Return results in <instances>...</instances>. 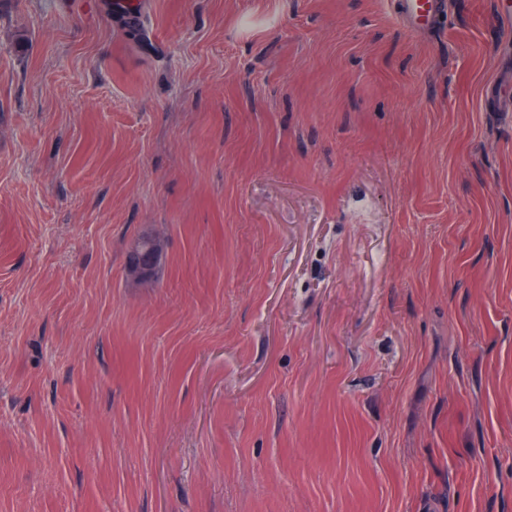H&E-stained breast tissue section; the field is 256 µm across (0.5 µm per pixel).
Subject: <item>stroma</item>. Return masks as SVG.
<instances>
[{
    "label": "stroma",
    "instance_id": "35a3bbf8",
    "mask_svg": "<svg viewBox=\"0 0 512 512\" xmlns=\"http://www.w3.org/2000/svg\"><path fill=\"white\" fill-rule=\"evenodd\" d=\"M110 2L0 0V512H512L496 0ZM407 21L422 30H431V22L441 12L443 0H399ZM164 247L160 239L144 235L135 239L128 250L127 273L137 282L154 277L162 259Z\"/></svg>",
    "mask_w": 512,
    "mask_h": 512
}]
</instances>
